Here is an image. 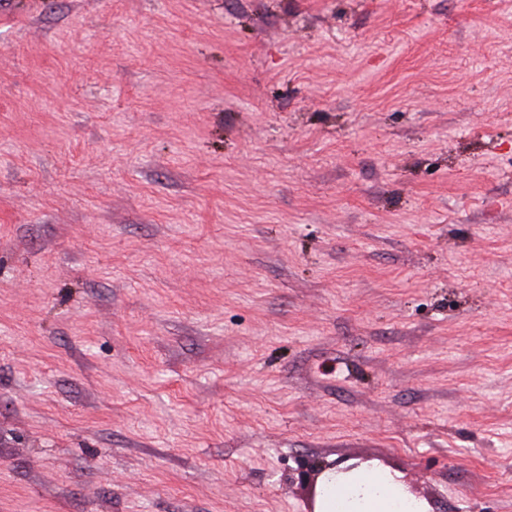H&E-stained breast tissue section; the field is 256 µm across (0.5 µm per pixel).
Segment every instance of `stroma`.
Instances as JSON below:
<instances>
[{"label":"stroma","mask_w":512,"mask_h":512,"mask_svg":"<svg viewBox=\"0 0 512 512\" xmlns=\"http://www.w3.org/2000/svg\"><path fill=\"white\" fill-rule=\"evenodd\" d=\"M512 512V0H0V512ZM309 512H425L407 494L396 475L380 467H361L349 473L326 469L316 488V511Z\"/></svg>","instance_id":"stroma-1"}]
</instances>
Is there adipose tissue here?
Instances as JSON below:
<instances>
[{
  "label": "adipose tissue",
  "instance_id": "obj_1",
  "mask_svg": "<svg viewBox=\"0 0 512 512\" xmlns=\"http://www.w3.org/2000/svg\"><path fill=\"white\" fill-rule=\"evenodd\" d=\"M316 512H423L396 475L380 467L349 473L326 469L316 488Z\"/></svg>",
  "mask_w": 512,
  "mask_h": 512
}]
</instances>
